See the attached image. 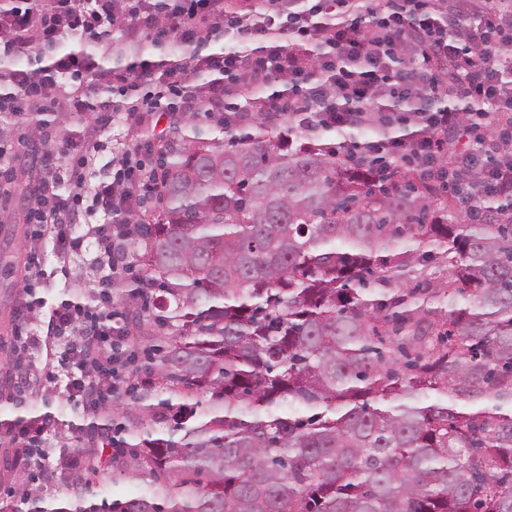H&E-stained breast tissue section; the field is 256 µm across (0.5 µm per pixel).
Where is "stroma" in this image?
I'll return each mask as SVG.
<instances>
[{
	"label": "stroma",
	"instance_id": "stroma-1",
	"mask_svg": "<svg viewBox=\"0 0 512 512\" xmlns=\"http://www.w3.org/2000/svg\"><path fill=\"white\" fill-rule=\"evenodd\" d=\"M38 118V113L32 112L21 119H0V144L12 146L15 156L8 192L0 196V423L28 411L47 413L56 420L78 425L82 417L57 380L62 371L64 344L55 333L51 310L69 289L93 287V256L88 252L80 256L58 254L52 242L34 238L33 227L27 221V192L40 179L42 171L41 152L26 132ZM150 137V130L144 125H112L107 132L95 134L96 145L88 153L89 169L97 177H106L115 159ZM33 251L43 258V273L37 278L26 269L27 257ZM33 279L38 282L44 305L36 310L30 324L31 331L38 336L30 356L34 373L29 384L21 388L14 382L15 311L25 298V286ZM13 457L11 436L0 426V508L19 507V496L23 493L32 499H75L80 490L76 482H63L47 475L32 481L23 479L21 471L11 465Z\"/></svg>",
	"mask_w": 512,
	"mask_h": 512
}]
</instances>
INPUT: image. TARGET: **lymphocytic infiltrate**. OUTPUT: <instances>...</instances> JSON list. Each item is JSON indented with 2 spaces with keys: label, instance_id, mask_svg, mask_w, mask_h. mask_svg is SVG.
I'll use <instances>...</instances> for the list:
<instances>
[{
  "label": "lymphocytic infiltrate",
  "instance_id": "obj_1",
  "mask_svg": "<svg viewBox=\"0 0 512 512\" xmlns=\"http://www.w3.org/2000/svg\"><path fill=\"white\" fill-rule=\"evenodd\" d=\"M301 9L286 0H250L248 16L237 14L228 0H21L0 8V58L35 47L43 64L34 69L0 73V111L22 116L33 106L62 94L69 112H87L90 91L86 77L114 83L122 91L148 86L169 93L179 111L199 101L215 109L224 105L228 89L254 94L267 80L285 76L308 82L311 94L303 104L308 130L339 131L361 123L366 109L383 98L428 95L433 103L418 110L414 124L420 135L385 149L414 156L425 167L439 169L449 134L466 130L480 135L484 124L501 112H512V13L498 0H483L480 21L467 31L470 49H463L448 27V0H394L373 6L372 0H304ZM222 18L214 39L235 40L244 52L206 54L196 19ZM131 42L143 34L190 48L189 65L137 52L123 68H99L94 51L113 29ZM452 57L458 78L457 98L480 104L469 120L457 110L436 106L448 85L431 66L432 55ZM207 76L204 87L190 84L189 73ZM481 137V146L462 152L457 167L479 170L465 192L512 197V129ZM88 140L73 144L67 161L44 152L43 177L28 190L29 221L35 237H47L62 253L93 245L95 285L88 298L67 293L53 310L58 336L66 341L65 368L69 397L84 416L97 418L102 406L125 393L126 370L132 358L129 339L115 332L122 315L113 288L124 265L136 225L117 224L152 182L146 150L123 154L113 174L88 185ZM101 215L96 224L80 226L79 215Z\"/></svg>",
  "mask_w": 512,
  "mask_h": 512
}]
</instances>
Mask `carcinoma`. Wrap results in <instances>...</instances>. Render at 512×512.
Instances as JSON below:
<instances>
[{
	"label": "carcinoma",
	"instance_id": "1",
	"mask_svg": "<svg viewBox=\"0 0 512 512\" xmlns=\"http://www.w3.org/2000/svg\"><path fill=\"white\" fill-rule=\"evenodd\" d=\"M286 87L171 113L127 215L110 463L147 491L33 512H512V199L371 149L426 97L333 135Z\"/></svg>",
	"mask_w": 512,
	"mask_h": 512
}]
</instances>
